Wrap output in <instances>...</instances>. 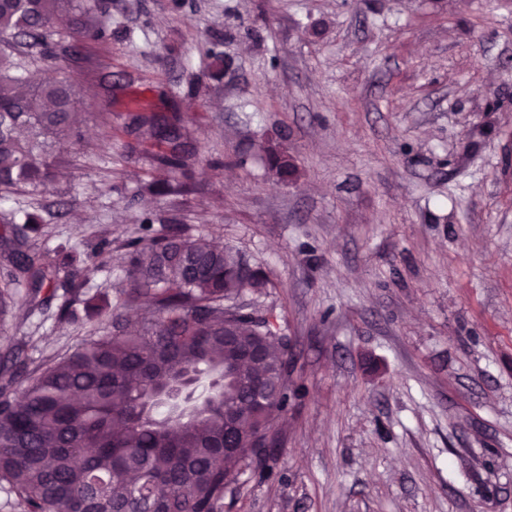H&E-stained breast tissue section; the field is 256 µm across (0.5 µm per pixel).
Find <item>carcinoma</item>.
<instances>
[{
    "label": "carcinoma",
    "instance_id": "cac0c4a2",
    "mask_svg": "<svg viewBox=\"0 0 512 512\" xmlns=\"http://www.w3.org/2000/svg\"><path fill=\"white\" fill-rule=\"evenodd\" d=\"M87 0H0V191L29 192L47 184L54 148L75 135L80 90L68 79L45 82L40 64L55 57L57 27L76 22L90 37L103 31ZM149 139L171 145L158 156L181 179L155 183L156 194L181 193L186 169L176 130L167 133L136 118ZM268 166L288 179L297 173L279 145L265 148ZM42 218L27 213L21 238L0 253L7 270L0 289V323L13 306L32 303L42 290L67 286L89 266L77 256L53 258L23 249ZM127 284L82 300L98 331L74 349L28 372L23 345L11 350L0 377V481L18 512H224V494L250 470L262 471L274 452L261 454L252 428L263 412L249 401L247 382L262 379L288 389L284 352L264 312L239 299L265 287L257 268L241 274L245 259L205 238L142 236L130 244ZM146 303L138 329L112 332L119 308ZM233 380L198 413L173 417L145 399L189 372ZM265 421V420H263ZM268 431L275 423L265 421Z\"/></svg>",
    "mask_w": 512,
    "mask_h": 512
}]
</instances>
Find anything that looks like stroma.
I'll use <instances>...</instances> for the list:
<instances>
[{
    "label": "stroma",
    "instance_id": "obj_1",
    "mask_svg": "<svg viewBox=\"0 0 512 512\" xmlns=\"http://www.w3.org/2000/svg\"><path fill=\"white\" fill-rule=\"evenodd\" d=\"M99 19V40L61 26L42 67L81 85V138L39 192L0 195V234L36 210L34 251L103 248L86 297L146 230L264 270L292 397L224 512H512V0H102ZM140 115L185 138L188 191L149 193L166 172ZM271 141L297 179L266 170ZM66 297L7 316L29 367L88 333Z\"/></svg>",
    "mask_w": 512,
    "mask_h": 512
}]
</instances>
